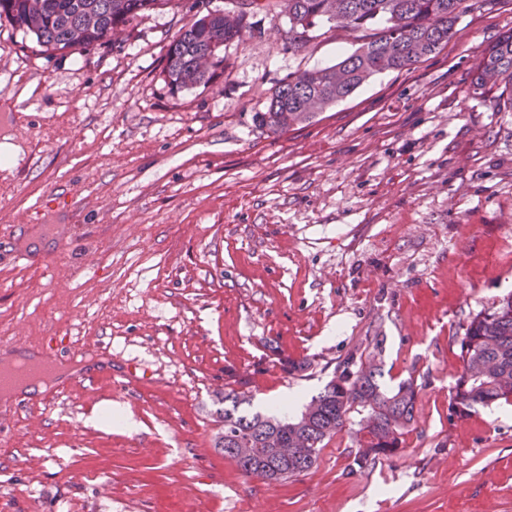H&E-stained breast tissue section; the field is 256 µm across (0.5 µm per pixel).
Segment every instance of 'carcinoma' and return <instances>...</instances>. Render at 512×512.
I'll return each instance as SVG.
<instances>
[{"label":"carcinoma","instance_id":"obj_1","mask_svg":"<svg viewBox=\"0 0 512 512\" xmlns=\"http://www.w3.org/2000/svg\"><path fill=\"white\" fill-rule=\"evenodd\" d=\"M187 0H41L35 11L30 0H0V20L31 37L46 53L102 46L104 35L122 38L148 13L169 8L192 13L179 29L164 56L162 74L171 94L206 85L223 69L224 47L245 36L261 34L252 18L261 11L278 9L288 14V48L299 50L317 38L325 23L336 15L348 18L344 28L364 32L366 38L349 55L322 69L288 75L273 90L265 110L255 115L259 127L271 134L283 133L310 120L303 109L309 94L323 97L324 107L343 100L373 76L386 71H405L422 58L438 53L456 32L468 7L465 0H253L256 8L239 12L231 21L219 10L191 12ZM496 91L507 96L512 110V32L499 36L476 64L470 94L483 99ZM461 372L452 391L451 404L461 414L477 405L512 403V295L491 311L477 313L469 321L459 344ZM382 365L374 359L349 356L305 411L292 420L239 411L246 399L230 392L219 418L222 430L216 447L245 475L264 479L260 463L268 457L265 436L275 432L284 441L295 434L311 445L304 464L288 462L271 480H285L310 470L321 450L360 416L358 467L389 459L402 451L403 437L411 430L417 401V384L410 377L392 390L381 385ZM254 449L252 464L243 462L233 449Z\"/></svg>","mask_w":512,"mask_h":512}]
</instances>
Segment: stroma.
<instances>
[{
  "instance_id": "obj_1",
  "label": "stroma",
  "mask_w": 512,
  "mask_h": 512,
  "mask_svg": "<svg viewBox=\"0 0 512 512\" xmlns=\"http://www.w3.org/2000/svg\"><path fill=\"white\" fill-rule=\"evenodd\" d=\"M254 19L223 74L175 96L170 10L88 53L0 26V337L138 377L9 419L0 512H512V405L449 407L467 323L512 293V112L469 90L512 0H475L439 53L281 135L255 127L272 90L356 43L292 51L285 14ZM354 352L418 385L398 456L358 467L350 428L257 481L215 448L224 393L295 415Z\"/></svg>"
}]
</instances>
